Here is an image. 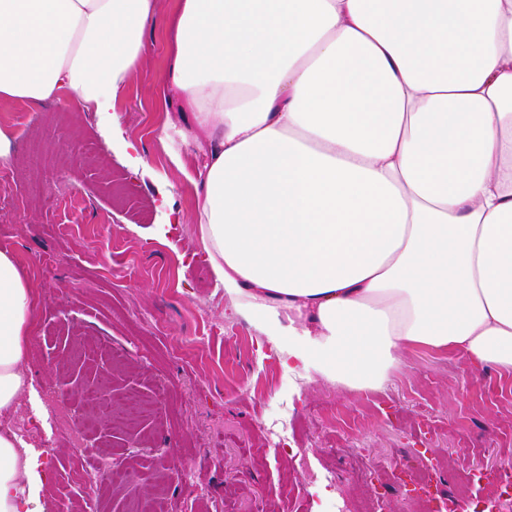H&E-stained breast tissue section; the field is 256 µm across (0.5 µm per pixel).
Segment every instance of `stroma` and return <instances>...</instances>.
Here are the masks:
<instances>
[{
  "label": "stroma",
  "instance_id": "35a3bbf8",
  "mask_svg": "<svg viewBox=\"0 0 512 512\" xmlns=\"http://www.w3.org/2000/svg\"><path fill=\"white\" fill-rule=\"evenodd\" d=\"M154 2L112 132L78 101H0L12 141L1 165L22 171L4 185L0 250L37 294L28 369L52 412L35 448L66 451L63 433L85 427L86 460L103 454L129 474L97 512H126L134 497L156 512H355L367 498L417 512L411 465L432 469L456 512L493 502L512 485V373L418 351L378 391L292 377L216 287L184 175L199 152L175 142L180 171L159 142L180 119L178 96L160 91L178 0ZM100 389L153 408L118 426L83 402ZM486 465L495 483L462 487Z\"/></svg>",
  "mask_w": 512,
  "mask_h": 512
}]
</instances>
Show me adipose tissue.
<instances>
[{
  "label": "adipose tissue",
  "instance_id": "1",
  "mask_svg": "<svg viewBox=\"0 0 512 512\" xmlns=\"http://www.w3.org/2000/svg\"><path fill=\"white\" fill-rule=\"evenodd\" d=\"M154 0H0V100L103 126ZM192 222L216 283L291 374L360 391L416 350L512 373V0H180ZM37 299L0 250V415L36 397ZM51 473L0 429V512Z\"/></svg>",
  "mask_w": 512,
  "mask_h": 512
}]
</instances>
